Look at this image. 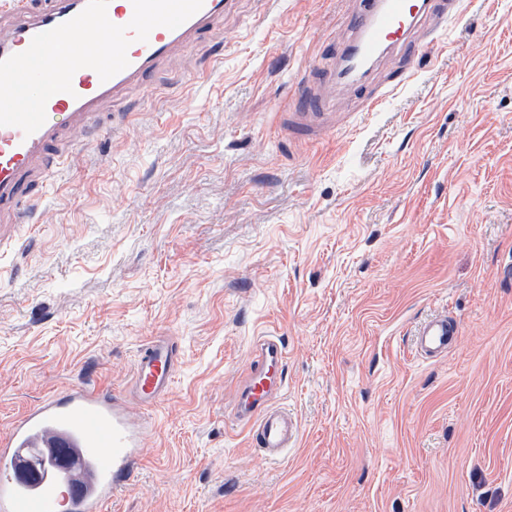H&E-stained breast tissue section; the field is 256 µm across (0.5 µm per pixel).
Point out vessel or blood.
<instances>
[{
	"instance_id": "vessel-or-blood-1",
	"label": "vessel or blood",
	"mask_w": 512,
	"mask_h": 512,
	"mask_svg": "<svg viewBox=\"0 0 512 512\" xmlns=\"http://www.w3.org/2000/svg\"><path fill=\"white\" fill-rule=\"evenodd\" d=\"M88 0H0V20L11 28L0 37V61L25 51L33 37L80 14ZM228 0H203L201 9L176 29H152L147 41L129 46L128 66L109 80L90 68L76 71L72 93L54 94L46 103V121L34 133L0 126V223L18 224L31 216L54 173L68 164L64 146L75 132L97 130L103 101L139 81L171 48L205 34L224 14ZM457 17L456 0H363L324 91L330 103L337 85H361L380 54L410 45L422 18ZM460 330L448 315L426 320L417 330L415 350L423 358L446 355ZM285 344L267 337L255 353L247 376L232 401V417L246 427L252 448L268 462L284 458L297 441V419L278 399L286 387ZM176 360L164 340L149 342L137 357L132 383L124 395L86 383L47 397L0 438V512H104L128 489L144 451L147 431L140 412L170 392ZM28 448L52 449L56 460L36 479H19L17 468Z\"/></svg>"
}]
</instances>
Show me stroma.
I'll use <instances>...</instances> for the list:
<instances>
[{
    "instance_id": "obj_1",
    "label": "stroma",
    "mask_w": 512,
    "mask_h": 512,
    "mask_svg": "<svg viewBox=\"0 0 512 512\" xmlns=\"http://www.w3.org/2000/svg\"><path fill=\"white\" fill-rule=\"evenodd\" d=\"M358 7L232 0L0 226V435L71 385L125 391L154 338L176 352L105 512H512V0L424 17L307 115ZM436 314L459 341L424 360ZM263 336L285 340L301 428L276 464L231 415ZM459 336L460 330L457 323L448 315L434 316L418 328L415 351L426 359L446 355L448 348L456 344Z\"/></svg>"
}]
</instances>
